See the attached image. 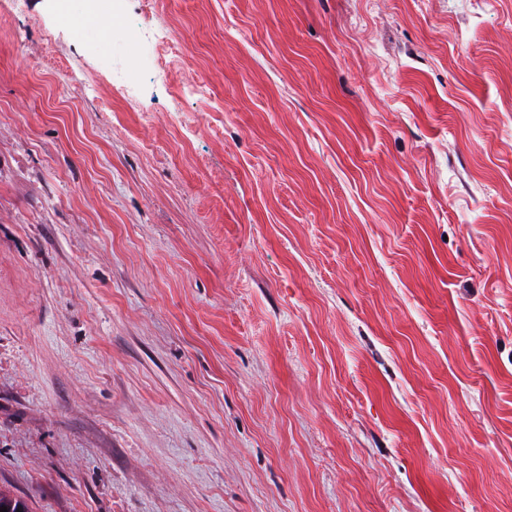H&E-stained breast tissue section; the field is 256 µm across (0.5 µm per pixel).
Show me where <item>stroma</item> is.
<instances>
[{
	"label": "stroma",
	"instance_id": "obj_1",
	"mask_svg": "<svg viewBox=\"0 0 512 512\" xmlns=\"http://www.w3.org/2000/svg\"><path fill=\"white\" fill-rule=\"evenodd\" d=\"M0 0V488L33 512H512V0ZM117 61L101 81V56ZM62 2L60 18L69 24L75 31L83 19L93 18L100 23H107L112 13H105L101 9V0H59ZM169 49V42L157 37L156 42L150 48L143 49L139 55L132 59V63L126 68V71L132 72L138 77L162 74L170 93L172 95L181 94L186 83L178 76V72L173 73L168 65H163V59Z\"/></svg>",
	"mask_w": 512,
	"mask_h": 512
}]
</instances>
